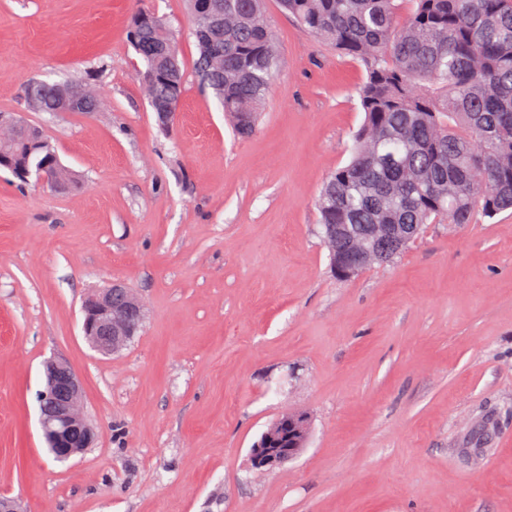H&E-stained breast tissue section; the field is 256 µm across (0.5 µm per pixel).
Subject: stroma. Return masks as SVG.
<instances>
[{
  "label": "stroma",
  "mask_w": 512,
  "mask_h": 512,
  "mask_svg": "<svg viewBox=\"0 0 512 512\" xmlns=\"http://www.w3.org/2000/svg\"><path fill=\"white\" fill-rule=\"evenodd\" d=\"M162 19L184 73L172 124L130 31ZM281 64L238 137L200 82L184 0H0V113L42 129L77 186L0 170V496L27 512H512V211L432 224L396 262L337 278L325 179L364 114L361 66L265 0ZM43 81L92 112H40ZM124 282L143 328L103 356L81 301ZM80 375L96 438L49 453L43 365ZM304 415L302 453L251 448ZM98 101L97 95L81 84L68 86L59 97V112L87 111Z\"/></svg>",
  "instance_id": "1"
}]
</instances>
